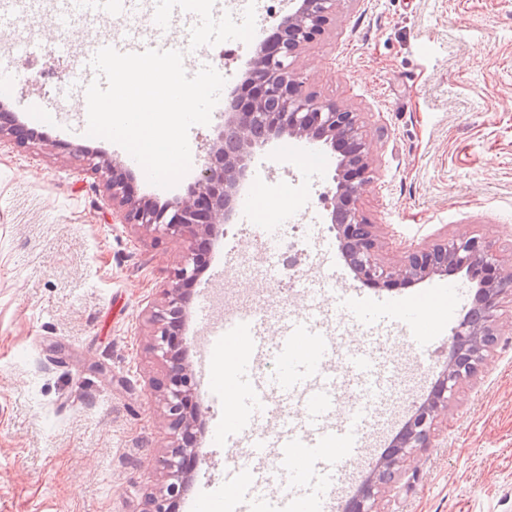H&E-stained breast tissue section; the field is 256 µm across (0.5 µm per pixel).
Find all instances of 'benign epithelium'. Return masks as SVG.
Listing matches in <instances>:
<instances>
[{"label":"benign epithelium","mask_w":512,"mask_h":512,"mask_svg":"<svg viewBox=\"0 0 512 512\" xmlns=\"http://www.w3.org/2000/svg\"><path fill=\"white\" fill-rule=\"evenodd\" d=\"M340 2L291 0L288 13L257 46L247 78L232 93V109L224 113L217 140L185 195L162 204L139 197L132 171L114 160L102 158L96 163L112 191L119 223L179 237L189 244L186 261L175 271L164 302L153 314V349L165 366L157 388L174 435L162 460L164 485L150 499L149 512H176L177 501L198 463L203 412L194 390L183 329L192 288L209 267L212 243L234 216L237 190L248 177L251 149L283 136L345 144L348 153L336 173L330 223L348 266L363 283L397 290L463 269L480 278L477 304L452 329L448 363L434 390L406 420L392 451L349 501L347 512H378L382 485L394 478L396 467L415 449L430 447L434 426L448 414V399L475 373L492 347L500 301L512 296V278L501 275L500 260L482 237L463 236L411 250L399 266L385 268L375 261L376 237L358 209L362 191L370 182L367 133L359 113L305 93L303 77L293 69L296 55L325 31ZM4 136L23 141L34 137V132L24 130L0 105V138Z\"/></svg>","instance_id":"benign-epithelium-1"}]
</instances>
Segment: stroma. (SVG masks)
I'll list each match as a JSON object with an SVG mask.
<instances>
[{"label": "stroma", "instance_id": "obj_1", "mask_svg": "<svg viewBox=\"0 0 512 512\" xmlns=\"http://www.w3.org/2000/svg\"><path fill=\"white\" fill-rule=\"evenodd\" d=\"M49 0L0 17L24 46L16 100L54 112L39 140H0V512H143L163 484L159 465L171 430L155 383L152 314L185 260L184 240L112 221V196L92 154L125 160L103 138L72 135L83 101L68 57L82 39L107 38L113 15L55 25ZM306 93L358 112L369 135L370 183L359 209L377 236L375 258L401 264L411 248L462 235L487 238L512 274V0H342L324 33L294 61ZM221 118L193 126L194 157L164 189L184 195L216 139ZM254 149L249 183L262 199L284 198L306 231H328L326 201L337 153L307 178L303 140ZM251 224L225 225L201 277L211 313L262 310L270 328L321 300L344 346L371 340L342 312L351 270L328 280L327 262L304 249L270 267H233L225 253L256 252ZM497 344L438 420L431 447L417 449L382 489L380 512H512V298H503ZM391 368L369 447L393 439L433 382L400 337L384 338ZM190 490L221 478L242 449L200 442Z\"/></svg>", "mask_w": 512, "mask_h": 512}]
</instances>
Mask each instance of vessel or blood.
Wrapping results in <instances>:
<instances>
[{"label":"vessel or blood","instance_id":"1","mask_svg":"<svg viewBox=\"0 0 512 512\" xmlns=\"http://www.w3.org/2000/svg\"><path fill=\"white\" fill-rule=\"evenodd\" d=\"M108 5L116 17H124L126 0H61L57 23L86 15L95 5ZM183 0H161L152 19L158 36L145 42L136 39L111 40V47L123 53L145 49L180 50L183 34H170L168 19L180 14ZM258 36L248 28H230L222 38L224 53L243 56ZM16 63L9 49L0 50V103L10 104L17 82ZM426 294L406 301L374 300L354 289L346 292L344 311L357 322L383 324L406 338L424 365H431L446 349L448 340L430 331L422 308ZM209 353L221 355L235 350L233 370L226 376L208 375L204 392L208 399H226L234 407L225 420L217 446L245 448L249 459L224 468V493L208 491L195 498L190 512H210L226 506L229 512H340L337 496L352 480L351 464L368 454L367 431L374 422L371 401L381 390L380 346L348 348L347 367L363 388L365 402L348 417L336 415L337 374L330 361L340 344L320 321V311L310 307L301 316H288L277 330H269L260 315H233L213 326L208 337ZM276 361L278 369L266 379L256 369L264 360ZM277 417V433H265L261 424ZM281 455L299 454L292 469L275 467L271 449Z\"/></svg>","mask_w":512,"mask_h":512}]
</instances>
